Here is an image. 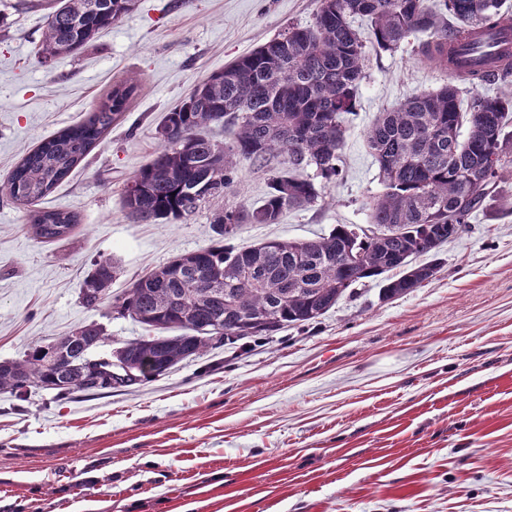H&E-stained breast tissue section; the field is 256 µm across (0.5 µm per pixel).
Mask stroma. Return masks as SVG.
<instances>
[{"label": "stroma", "instance_id": "stroma-1", "mask_svg": "<svg viewBox=\"0 0 512 512\" xmlns=\"http://www.w3.org/2000/svg\"><path fill=\"white\" fill-rule=\"evenodd\" d=\"M50 0H0V180L41 140L85 120L137 77L126 112L46 209L78 226L44 242L0 197V361L87 324L145 335L113 302L150 269L212 245L213 218L257 207L269 174L238 162L231 193L181 220L131 221L128 181L159 150L167 112L213 72L312 23L317 0H136L76 53L41 62ZM410 37L367 46L346 117L343 177L317 201L249 224L241 241L311 239L367 225L382 192L365 134L379 112L448 75ZM117 274L95 307L94 258ZM436 274L382 300L356 285L316 322L242 339L109 394L0 393V512H512V216L477 215L437 254Z\"/></svg>", "mask_w": 512, "mask_h": 512}]
</instances>
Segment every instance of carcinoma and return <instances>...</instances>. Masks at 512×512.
I'll return each mask as SVG.
<instances>
[{"instance_id":"1","label":"carcinoma","mask_w":512,"mask_h":512,"mask_svg":"<svg viewBox=\"0 0 512 512\" xmlns=\"http://www.w3.org/2000/svg\"><path fill=\"white\" fill-rule=\"evenodd\" d=\"M443 5L444 15L425 0H318L311 25L288 27L197 85L166 113L160 149L132 178L139 192L123 194L128 216L145 223L185 218L206 199L231 190L238 161L271 173L267 200L259 207L242 202L225 207L213 220V245L151 269L115 299L118 313L154 332L122 343L140 362L136 376L86 385L53 358L64 347L81 361L95 344L110 342L101 327L90 324L79 328L73 343L63 336L29 348L19 359L1 361L0 391L23 400L40 390L59 398L108 393L163 376L207 348L311 323L356 284L382 276V298L389 300L433 277L437 264L417 259L456 238L512 179V136L506 133L512 120V50L487 56L479 69L460 65L478 33L512 28V13L501 0H443ZM133 7L134 0H62L48 17L41 59L75 52ZM354 16L368 19L382 51L400 48L417 33L429 34L421 54L449 79L380 113L367 132L384 186L364 203L370 230L358 234L354 225L338 224L312 239L232 243L248 224H276L284 209L316 202L314 183L294 171L312 167L328 183L342 176L344 117L355 107L365 62L363 39L350 21ZM459 82L476 88L500 83L508 91L477 93L463 112ZM137 88L135 78L117 85L87 121L42 140L0 183L1 196L28 208L38 239L60 240L79 223L73 213L35 205L86 157ZM214 125L236 133L219 146L204 133ZM200 161L206 162L208 189L194 195ZM348 247L359 253V263L343 261ZM396 270L398 275L388 276ZM114 273L110 258L95 262L82 288L86 305L98 304L92 290L106 291ZM162 333L167 337L160 344Z\"/></svg>"}]
</instances>
